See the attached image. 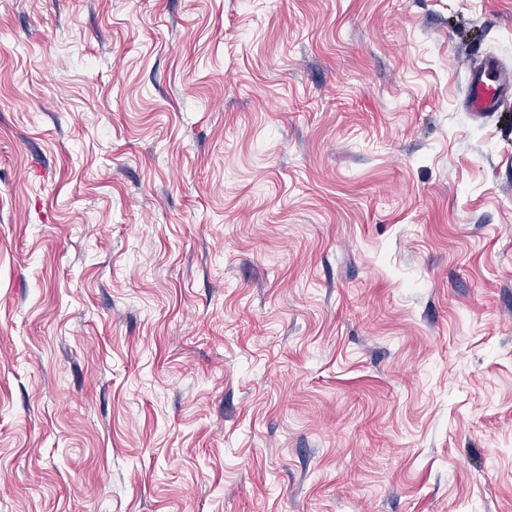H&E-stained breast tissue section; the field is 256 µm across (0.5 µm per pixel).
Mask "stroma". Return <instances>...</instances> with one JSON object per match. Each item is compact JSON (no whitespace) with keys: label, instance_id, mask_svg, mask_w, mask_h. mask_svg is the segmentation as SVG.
<instances>
[{"label":"stroma","instance_id":"1","mask_svg":"<svg viewBox=\"0 0 512 512\" xmlns=\"http://www.w3.org/2000/svg\"><path fill=\"white\" fill-rule=\"evenodd\" d=\"M512 0H0V512H512ZM512 96V69L496 61H486L474 67L466 95V111L481 117L486 112H497L501 102Z\"/></svg>","mask_w":512,"mask_h":512}]
</instances>
